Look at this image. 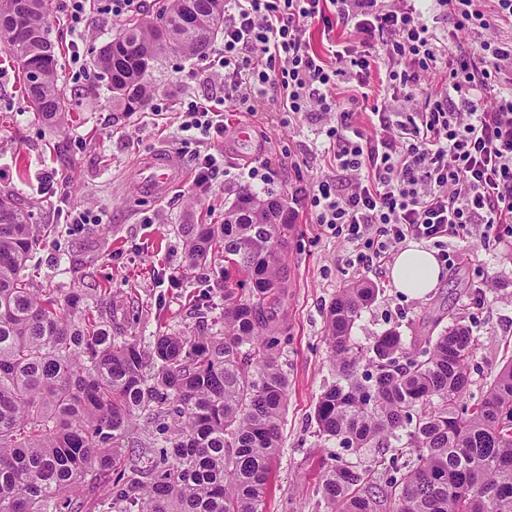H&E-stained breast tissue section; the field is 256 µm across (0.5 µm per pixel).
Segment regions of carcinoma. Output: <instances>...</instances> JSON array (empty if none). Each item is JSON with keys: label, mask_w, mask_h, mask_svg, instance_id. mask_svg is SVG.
<instances>
[{"label": "carcinoma", "mask_w": 512, "mask_h": 512, "mask_svg": "<svg viewBox=\"0 0 512 512\" xmlns=\"http://www.w3.org/2000/svg\"><path fill=\"white\" fill-rule=\"evenodd\" d=\"M149 18L127 19L94 66L113 102L143 110L157 88L143 58L198 56L224 25V0H155ZM25 19L16 60L35 115L64 122L68 97L56 71L46 0H0V20ZM236 192L221 224H181L185 270L224 257V331L155 337L151 349L114 327L111 300L90 306L81 290L36 288L25 270L47 225L0 190V512H83L104 484L100 512H266L282 443L290 340L284 304L291 217ZM377 289L355 281L326 312L336 383L314 410L319 436L376 449L362 466L330 464L320 493L330 512H512V358L474 393L477 338L453 314L429 321L406 351L388 332L370 346L352 335ZM448 324H443V321ZM405 362H400V359ZM164 434L127 463L130 436Z\"/></svg>", "instance_id": "1"}]
</instances>
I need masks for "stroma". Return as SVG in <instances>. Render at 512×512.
<instances>
[{
  "label": "stroma",
  "mask_w": 512,
  "mask_h": 512,
  "mask_svg": "<svg viewBox=\"0 0 512 512\" xmlns=\"http://www.w3.org/2000/svg\"><path fill=\"white\" fill-rule=\"evenodd\" d=\"M102 0H86L85 35L72 44L63 0H47V24L58 44L59 79L71 103L65 124L48 129L35 117L23 93L24 76L0 47V187L25 200L35 224L55 228L30 262L27 274L41 288L110 291L114 301L132 306L131 331L143 343L160 334L191 335L224 310L223 258L204 269L183 272L182 224H219L224 206L246 187L262 198L289 201L297 231L290 241V277L284 306L291 340L280 361L288 375L289 395L283 447L273 465L266 512H282L294 502L302 512H327L318 491L321 463L336 455L341 463L365 464L369 453L321 439L314 419L319 395L336 380L325 343L326 310L338 288L364 281L377 288L373 304L357 320L353 334L363 345L398 332L404 340L418 333L429 315L450 311L479 338L476 382L512 351V248L488 246L479 234L464 235L459 266L441 275L438 288L416 299L401 294L390 279L388 263L354 271L345 260L350 243L326 233L293 194L331 176L320 153L321 132L334 115L301 113L282 122L280 97L268 92L260 112L236 113L221 136L185 128L181 104L220 102L219 79L205 57H161L152 80L158 96L175 103L169 112H124L112 105L105 82L70 78V57L80 52L92 64L93 52L109 41L122 22L105 14ZM248 125L250 138L239 142L237 129ZM170 147L183 160L188 178L167 197L143 196L135 183L140 156ZM217 160L218 174L207 185L192 176L205 155ZM74 211L91 219L83 231L66 220ZM494 282L484 308L470 305L463 286Z\"/></svg>",
  "instance_id": "1"
}]
</instances>
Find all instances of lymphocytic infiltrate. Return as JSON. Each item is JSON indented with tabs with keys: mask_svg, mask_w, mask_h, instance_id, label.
<instances>
[{
	"mask_svg": "<svg viewBox=\"0 0 512 512\" xmlns=\"http://www.w3.org/2000/svg\"><path fill=\"white\" fill-rule=\"evenodd\" d=\"M486 16L477 0H224V46L210 62L224 78V100L255 112L268 90L282 109L334 113L324 151L335 169L302 196L317 224L353 249L350 266L368 269L412 238L430 243L441 264L459 261L451 239L482 228L485 243L512 238V38L499 35L468 48L437 36L427 10L455 17L457 29L512 26V0ZM351 28L354 41L326 62L311 50L306 26ZM385 66L393 94L411 97L425 72L438 78L421 108L393 112L370 100V78ZM356 83L346 100L328 90ZM463 94V109L452 105ZM370 112V129L359 121Z\"/></svg>",
	"mask_w": 512,
	"mask_h": 512,
	"instance_id": "1",
	"label": "lymphocytic infiltrate"
}]
</instances>
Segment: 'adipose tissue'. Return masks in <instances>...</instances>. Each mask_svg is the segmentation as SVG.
I'll list each match as a JSON object with an SVG mask.
<instances>
[{
  "instance_id": "adipose-tissue-1",
  "label": "adipose tissue",
  "mask_w": 512,
  "mask_h": 512,
  "mask_svg": "<svg viewBox=\"0 0 512 512\" xmlns=\"http://www.w3.org/2000/svg\"><path fill=\"white\" fill-rule=\"evenodd\" d=\"M390 277L399 292L419 298L438 287L441 267L433 251L412 243L395 256Z\"/></svg>"
}]
</instances>
